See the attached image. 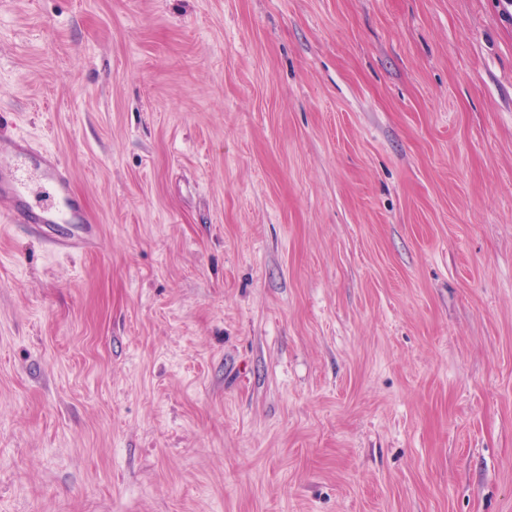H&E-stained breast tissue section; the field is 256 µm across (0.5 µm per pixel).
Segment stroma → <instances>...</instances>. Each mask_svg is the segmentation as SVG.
<instances>
[{
  "label": "stroma",
  "mask_w": 512,
  "mask_h": 512,
  "mask_svg": "<svg viewBox=\"0 0 512 512\" xmlns=\"http://www.w3.org/2000/svg\"><path fill=\"white\" fill-rule=\"evenodd\" d=\"M502 0H0V512H512ZM35 159L38 177L45 184L47 198L32 204L29 196L31 174L25 165ZM8 207L2 212L9 224L42 230L57 248L77 247L81 238H62L53 231L58 224H93L79 204L66 165L59 153L38 149L26 137L14 139L0 150V202Z\"/></svg>",
  "instance_id": "stroma-1"
}]
</instances>
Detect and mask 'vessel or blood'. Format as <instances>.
<instances>
[{
    "label": "vessel or blood",
    "instance_id": "1",
    "mask_svg": "<svg viewBox=\"0 0 512 512\" xmlns=\"http://www.w3.org/2000/svg\"><path fill=\"white\" fill-rule=\"evenodd\" d=\"M39 177L46 187L47 197L31 203L29 181ZM7 202L4 213L10 224L38 228L50 244L57 248L76 247L72 238L55 233L60 224H91L89 214L79 204L72 182L59 153L39 149L25 137L14 139L0 150V202Z\"/></svg>",
    "mask_w": 512,
    "mask_h": 512
}]
</instances>
